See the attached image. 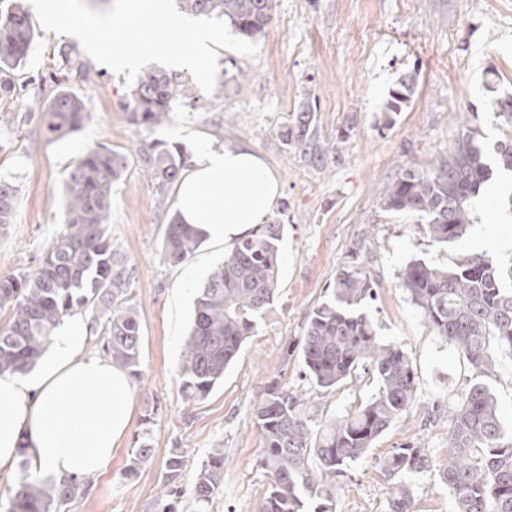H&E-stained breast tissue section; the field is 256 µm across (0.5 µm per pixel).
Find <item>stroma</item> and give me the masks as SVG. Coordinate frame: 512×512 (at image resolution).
Wrapping results in <instances>:
<instances>
[{"label": "stroma", "instance_id": "obj_1", "mask_svg": "<svg viewBox=\"0 0 512 512\" xmlns=\"http://www.w3.org/2000/svg\"><path fill=\"white\" fill-rule=\"evenodd\" d=\"M33 43L16 72L17 94L0 97V177L19 187L13 221L0 231V275L36 266L66 220L68 171L90 148L105 146L125 166L112 186V247L132 269L128 304L142 330L141 370L127 433L110 464L83 479V489L63 512H161L158 494L171 453L186 460L171 501L176 512H259L268 481L257 465L261 434L255 403L269 382L306 398L313 420L344 416L377 391L372 374L333 392L314 388L302 375L296 348L307 320L328 295L337 270L362 244L377 298L366 312L378 338L410 357L418 376V401L367 454L336 479L335 512H387L389 490L380 460L405 445L434 461L448 455V412L468 392L475 371L437 336L399 288L410 261L450 267L471 254L466 240L433 241L424 224L384 211L380 197L394 175L447 155L461 129L479 131L486 149L512 139L498 118V101L512 94V0H276L256 56L221 50L214 90L195 106L176 104L168 120L147 129L130 122L124 108L126 78L93 59L77 73L65 52L79 41L33 26ZM415 73L417 84L399 111L386 103L398 80ZM67 87L89 111L83 125L51 142L40 108ZM312 103L317 132L332 148L320 166L308 165L282 132L299 106ZM213 146L248 143L278 174L282 195L274 220L284 226L281 279L276 302L255 336L207 398L187 403L179 388V363L189 331L193 292L186 273L213 272L225 246L204 241L173 266L161 255L165 228L176 211V191L158 194L142 150L156 141L180 144L193 155L198 140ZM473 228L488 235L483 254L506 266L512 247V173L495 171L471 204ZM501 422L512 433V354L497 352L487 380ZM149 432L153 452L134 476H126L134 440ZM224 451V481L199 504L194 486L212 449ZM412 512H456L453 495L435 470L406 478Z\"/></svg>", "mask_w": 512, "mask_h": 512}]
</instances>
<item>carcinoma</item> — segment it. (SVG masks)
<instances>
[{"label": "carcinoma", "mask_w": 512, "mask_h": 512, "mask_svg": "<svg viewBox=\"0 0 512 512\" xmlns=\"http://www.w3.org/2000/svg\"><path fill=\"white\" fill-rule=\"evenodd\" d=\"M181 9L224 17L247 38L268 26L275 0H178ZM33 42L28 14L19 6L0 10V93L15 94L13 72L26 60ZM416 75L403 76L389 106L410 100ZM192 87L177 73L154 70L141 75L125 103L131 123L154 128L173 106L193 105ZM86 117L80 97L59 89L42 111L48 140L78 129ZM306 162L319 166L329 147L316 129L314 108L292 113L283 133ZM488 162L473 128L461 132L448 156L430 166L395 174L380 201L383 210L405 213L424 222L430 238L446 244L463 238L471 226L470 204L493 177L494 169L512 171V141L495 148ZM156 188L163 192L178 179L185 158L179 147L154 142L143 150ZM124 158L99 146L85 153L65 180L66 223L51 239L43 259L31 271L0 276V374L25 373L42 356L63 317L92 309L107 317L103 349L133 376L140 375L141 326L138 312L120 298L132 277L126 261L112 248L109 234L112 184ZM17 186L0 177V230L12 223ZM283 225L258 224L224 254V263L197 290L189 335L179 370L186 400L199 401L224 380L247 339L273 308L280 281ZM205 239L203 230L173 215L161 253L170 265L191 257ZM352 260L336 274L327 298L312 312L298 347L304 374L315 386L333 391L352 381L359 369H372L378 390L359 408L329 416L310 426L304 402L272 381L254 406L260 429V467L269 485L259 512H330L336 477L360 460L375 441L417 402L416 373L409 356L381 342L359 307L376 299L375 281L361 261ZM512 266L503 268L484 256L465 255L451 268L422 260L407 263L399 287L420 309L425 322L459 350L481 375L494 372V350L512 353ZM448 457L435 464L424 449L394 448L381 461L390 482L391 512H411V492L402 479L429 468L454 496L457 512H512V436L499 417L497 399L483 382L474 383L448 414ZM126 474H135L152 453L146 436L137 438ZM185 459L173 453L162 484L175 483ZM224 480V449L215 448L194 486L200 502L209 500ZM81 490L75 478H33L28 461L19 462V478L7 512H61Z\"/></svg>", "instance_id": "1"}]
</instances>
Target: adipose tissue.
Wrapping results in <instances>:
<instances>
[{
  "instance_id": "obj_1",
  "label": "adipose tissue",
  "mask_w": 512,
  "mask_h": 512,
  "mask_svg": "<svg viewBox=\"0 0 512 512\" xmlns=\"http://www.w3.org/2000/svg\"><path fill=\"white\" fill-rule=\"evenodd\" d=\"M280 197L273 169L246 143L215 150L199 142L176 186L182 222L220 244L266 223ZM85 341L84 324L67 320L37 370L0 375V470L23 454L32 474L90 477L111 461L132 417V379Z\"/></svg>"
}]
</instances>
